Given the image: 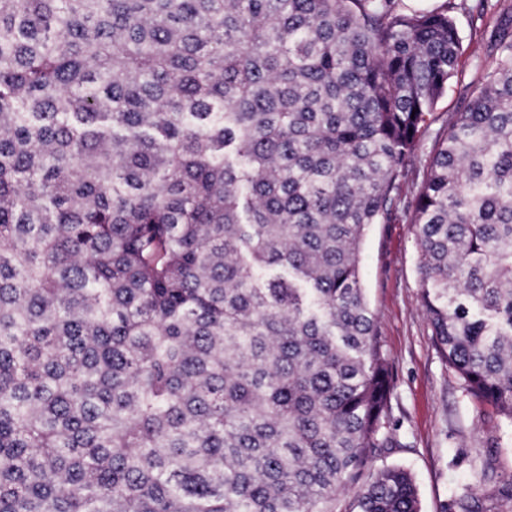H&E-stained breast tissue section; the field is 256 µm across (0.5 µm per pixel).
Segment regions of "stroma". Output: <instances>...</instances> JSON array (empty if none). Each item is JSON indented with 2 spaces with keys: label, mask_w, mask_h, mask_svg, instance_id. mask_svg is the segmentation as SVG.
I'll return each instance as SVG.
<instances>
[{
  "label": "stroma",
  "mask_w": 512,
  "mask_h": 512,
  "mask_svg": "<svg viewBox=\"0 0 512 512\" xmlns=\"http://www.w3.org/2000/svg\"><path fill=\"white\" fill-rule=\"evenodd\" d=\"M456 21L462 49L457 73L437 102L441 120L467 107L468 87L488 62L491 44L512 25L500 8L481 9L478 0H464ZM434 149L433 134H426L393 193L387 221L371 225L363 243L362 284L377 317L397 435L382 460L411 471L421 512H458L455 495L464 485L472 488L479 512H512L504 492L512 478V429L464 391L436 345L420 299L412 184L422 179Z\"/></svg>",
  "instance_id": "35a3bbf8"
}]
</instances>
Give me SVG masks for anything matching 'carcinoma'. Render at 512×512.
Segmentation results:
<instances>
[{
    "mask_svg": "<svg viewBox=\"0 0 512 512\" xmlns=\"http://www.w3.org/2000/svg\"><path fill=\"white\" fill-rule=\"evenodd\" d=\"M456 0H0V512H420L366 231ZM414 194L421 297L512 424V33Z\"/></svg>",
    "mask_w": 512,
    "mask_h": 512,
    "instance_id": "1",
    "label": "carcinoma"
}]
</instances>
